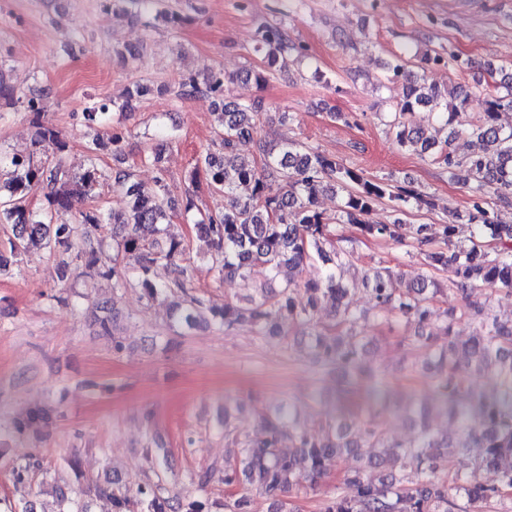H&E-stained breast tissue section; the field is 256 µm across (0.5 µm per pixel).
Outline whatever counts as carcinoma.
<instances>
[{
	"mask_svg": "<svg viewBox=\"0 0 512 512\" xmlns=\"http://www.w3.org/2000/svg\"><path fill=\"white\" fill-rule=\"evenodd\" d=\"M256 51L263 54L262 67L240 72L246 80L260 84L276 71L279 59L302 50L285 28L263 24ZM387 80L401 83L402 92L389 127L399 146H413L433 160L448 166L450 172L463 173L462 184L472 193V208L465 221L475 227L469 242L455 239L456 226L443 225L442 241L429 234L428 225L415 229L419 253L426 265L437 270L453 266L459 277L453 292L462 296V304L451 311L479 321L478 332L457 356V346L448 340V349L437 351L425 335L422 346L433 357V376L438 394L447 403L467 391L469 374L492 369L496 372L500 393L491 402L480 404L483 417L480 428L466 430L465 442L457 450L476 445L482 448L475 468L468 474L456 471L448 443L420 422L416 432L403 441L390 439L384 432L380 409L358 422L349 436L337 420L325 422L323 433L308 432L297 426L288 411L279 407L265 419L259 439L240 436L230 423V408H224V440L240 448L239 454L224 459L221 468L197 472L191 484L205 486L215 472L222 473L224 501L211 502L192 491L165 493L160 482L150 478L129 485L109 477L95 483L94 495L112 502V512H253L254 497L270 504L268 512H295L288 495L305 486L316 490L326 477L324 462L329 458L355 456V448L365 443L378 452L347 472L341 488L322 499L320 512H477V508L512 498V320L504 323L483 306L470 301V292L488 291V296L512 295V224H502L494 206L512 203V127L499 123L505 110L512 111V75L503 76L498 92L483 99V112L470 134L483 144L468 157H458L450 149L456 132L442 138L412 126L409 116L422 105L431 107L449 125L448 109L464 107L470 95L440 91L435 86L410 78L400 58L386 63ZM224 70L207 66L201 77H190L177 86L179 98L210 95L224 98ZM111 103L102 101L87 108L83 118L89 123L108 124ZM29 112L36 128L35 144L45 158L32 154L11 158V179L0 192V225L4 229V247L14 258L32 249L50 252L62 247L73 260L90 267L96 262L94 239L102 225H112V238L125 264L112 267V287H134L149 301L168 300L169 320L178 326L219 323L226 329L249 324L260 336L278 338L296 325L310 337L315 359L333 366L342 375L339 398L344 399L360 386L364 369L362 357L367 344L365 327L354 307L356 289L349 287L336 270L350 262L353 252L335 245L333 224H351L362 234L402 242L406 227L398 219L392 224H372L367 216L374 205L387 198L402 208L409 202L430 204L423 193L408 187L365 178L335 159L304 146L284 141L266 151L264 160L244 158L238 153L240 141L257 133L253 107L224 102L217 109L220 132L217 149L201 157L206 188L211 195L224 196V209L202 211L197 205L199 170L190 175V186L182 197L184 214L197 211L193 229L197 237L210 245L208 258L224 277L243 279L260 276L266 287L247 304L224 299V307L206 305L196 293L183 264L189 252L186 236L170 232L171 212L175 206L167 174L161 163L160 146L151 149L149 158L157 175L155 188L146 191L132 171L103 168L98 153L118 155L122 134L112 131L90 148L89 164L78 175L68 169L64 154L68 145L62 132L44 118L43 103L29 98ZM102 181L112 182L123 207L104 211L95 208L82 213L75 222L60 220L75 194L89 195ZM41 189L47 207L34 210L29 199ZM324 191L341 195L339 213L332 219L317 207ZM153 227L161 238L144 242L140 228ZM504 245L500 252L485 250L484 238ZM319 261L327 266L325 274L300 282L296 274L304 265ZM159 262L175 267L177 276L164 285L156 284L152 268ZM288 279L280 282L283 268ZM369 291L379 307L381 318H405L421 326H433L441 316L436 303L439 289L434 277L422 276L409 287H397L395 275L388 269L367 279ZM334 308V317L325 321L320 304ZM490 470L497 481L487 484L479 472ZM49 474L42 459L32 456L13 467L15 485L24 486L33 474ZM59 512H91L89 502L60 493Z\"/></svg>",
	"mask_w": 512,
	"mask_h": 512,
	"instance_id": "carcinoma-1",
	"label": "carcinoma"
}]
</instances>
